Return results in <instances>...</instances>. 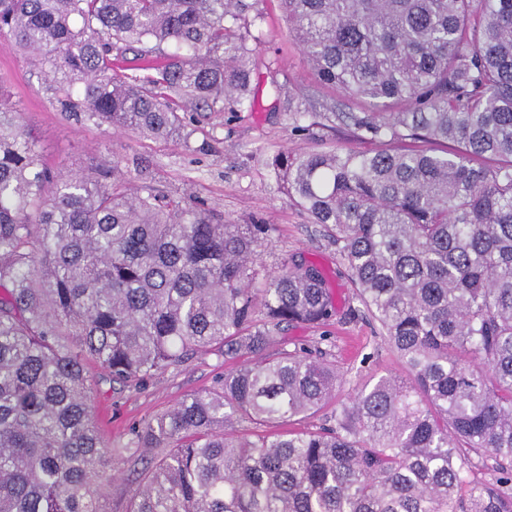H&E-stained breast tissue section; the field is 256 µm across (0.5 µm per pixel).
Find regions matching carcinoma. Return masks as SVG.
<instances>
[{
    "label": "carcinoma",
    "mask_w": 512,
    "mask_h": 512,
    "mask_svg": "<svg viewBox=\"0 0 512 512\" xmlns=\"http://www.w3.org/2000/svg\"><path fill=\"white\" fill-rule=\"evenodd\" d=\"M322 118L370 150L281 154L286 191L336 244L407 377L336 402V364L301 347L250 362L337 307L315 266L256 268L264 224H221L149 188L52 177L0 94V512H105L109 445L93 369L143 380L191 354L232 367L135 434L161 453L126 512H512V0H282ZM238 0H0V36L61 104L156 139L173 97L251 98ZM174 51L146 76L125 47ZM336 405L334 425L255 440ZM493 461L494 479L473 471Z\"/></svg>",
    "instance_id": "obj_1"
}]
</instances>
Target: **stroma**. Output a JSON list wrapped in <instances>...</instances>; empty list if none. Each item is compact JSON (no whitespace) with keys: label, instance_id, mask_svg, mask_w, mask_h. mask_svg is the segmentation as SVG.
I'll list each match as a JSON object with an SVG mask.
<instances>
[{"label":"stroma","instance_id":"35a3bbf8","mask_svg":"<svg viewBox=\"0 0 512 512\" xmlns=\"http://www.w3.org/2000/svg\"><path fill=\"white\" fill-rule=\"evenodd\" d=\"M247 18H258L260 43L254 46L253 107L225 106L201 114L184 107L185 137L159 140L108 124L87 121L59 103L52 83L0 37V95L18 111V121L35 140L55 174H84L120 160L131 191L155 193L206 207L234 224H264L267 245L262 270H278L289 258L315 265L326 276L339 307L336 320L322 328L289 327L267 347L274 354L291 343L320 348L343 376L340 400H348L382 375L400 376L404 366L382 342L379 326L357 308L354 288L319 225L289 197L271 166L276 155L319 149H366L352 129L293 128L297 111L325 112L341 103L340 92L314 84L310 65L296 37L288 32L281 0H242ZM227 368L215 355H194L182 364L154 372L140 382L118 383L98 372L93 405L109 444L113 479L106 489L107 512H125L137 488L135 472L156 454L135 448V432L188 395L219 387Z\"/></svg>","mask_w":512,"mask_h":512}]
</instances>
